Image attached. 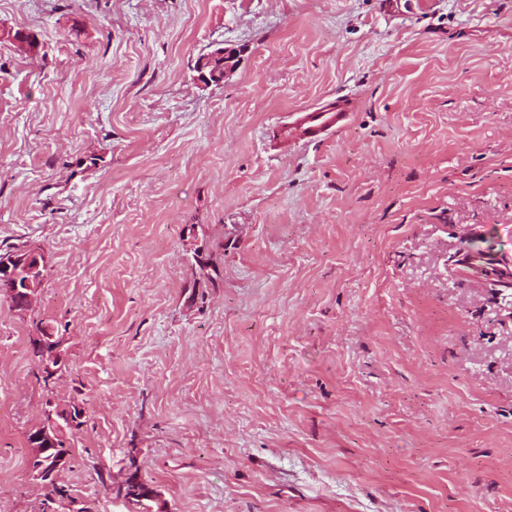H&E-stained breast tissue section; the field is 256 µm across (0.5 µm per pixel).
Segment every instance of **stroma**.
I'll list each match as a JSON object with an SVG mask.
<instances>
[{"label":"stroma","mask_w":512,"mask_h":512,"mask_svg":"<svg viewBox=\"0 0 512 512\" xmlns=\"http://www.w3.org/2000/svg\"><path fill=\"white\" fill-rule=\"evenodd\" d=\"M0 512H512V0H0ZM224 47L221 83L196 62ZM340 99L348 127L284 135ZM215 264L213 280L200 264ZM56 321L68 367L36 377ZM46 267L47 255L39 247L0 257V295L10 299L16 313L25 314L37 299ZM65 411L70 424L81 423L84 418V407L80 404H71L66 408H59L51 400L46 402L43 419L38 431L28 440L30 449L29 471L38 480L54 482L57 474L69 467V456L63 451L58 453L60 447V426L54 418L56 412Z\"/></svg>","instance_id":"obj_1"}]
</instances>
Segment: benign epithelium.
I'll use <instances>...</instances> for the list:
<instances>
[{
    "instance_id": "7a95c632",
    "label": "benign epithelium",
    "mask_w": 512,
    "mask_h": 512,
    "mask_svg": "<svg viewBox=\"0 0 512 512\" xmlns=\"http://www.w3.org/2000/svg\"><path fill=\"white\" fill-rule=\"evenodd\" d=\"M227 52L220 48L201 60V68H210L213 72L227 68ZM47 267V255L39 247H33L22 253L0 257V295L10 299L13 310L23 315L37 299L43 286L44 270ZM30 346L38 368L48 381L56 380L67 367L64 338L56 332L37 331L30 336ZM65 411L67 421L71 424L82 422L85 411L79 404H71L61 409L52 401L46 402L43 419L38 431L29 439V471L38 480L55 481L57 474L69 467L67 453H59L60 426L54 414Z\"/></svg>"
}]
</instances>
